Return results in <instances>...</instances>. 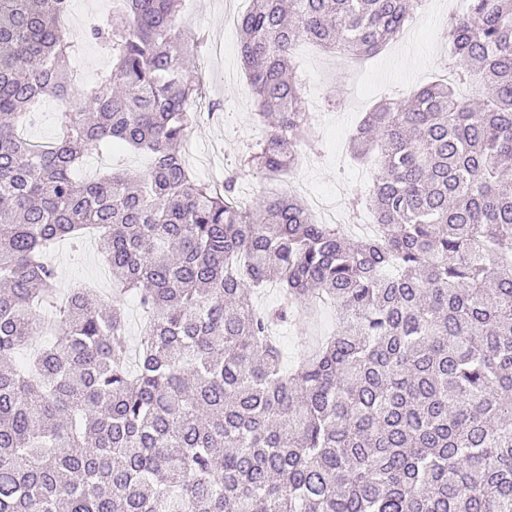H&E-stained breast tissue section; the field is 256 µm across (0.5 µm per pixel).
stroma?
Returning <instances> with one entry per match:
<instances>
[{"label":"stroma","instance_id":"obj_1","mask_svg":"<svg viewBox=\"0 0 512 512\" xmlns=\"http://www.w3.org/2000/svg\"><path fill=\"white\" fill-rule=\"evenodd\" d=\"M456 0H427L413 29L387 44L379 54L349 71L320 48L303 44L297 61L308 99L320 102L314 119L320 141L317 154L301 157L296 169L275 181L253 177L239 185L241 201L280 191L299 192L303 200L316 195L363 194L372 186L374 168L356 161L350 140L366 112L381 99L411 97L421 86L448 75V47L438 38L455 10ZM249 0H181L180 20L185 32L203 34L194 60L201 72L203 94L193 105L195 122L182 154L195 176L206 183L223 182L239 155L265 129L255 121V98L239 55L240 32L228 26L241 16ZM336 96L331 109L324 102ZM58 268L60 288L81 284L99 289L109 298L100 276L105 264L98 251L79 244H57L51 256ZM336 328L333 307L300 308L288 323L276 327L285 365L309 354Z\"/></svg>","mask_w":512,"mask_h":512}]
</instances>
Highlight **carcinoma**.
I'll return each mask as SVG.
<instances>
[{"label":"carcinoma","instance_id":"1","mask_svg":"<svg viewBox=\"0 0 512 512\" xmlns=\"http://www.w3.org/2000/svg\"><path fill=\"white\" fill-rule=\"evenodd\" d=\"M122 2L80 38L72 0H0V512H512V0H466L442 31L486 101L434 82L366 114L351 151L378 163L350 205L380 233L358 244L238 185L319 150L297 44L375 54L423 0H251L240 56L266 133L220 186L179 151L203 36L177 0ZM82 38L112 62L89 86ZM46 96L71 106L32 144L18 126ZM101 147L152 165L77 180ZM88 232L112 295L150 318L134 363L121 314L60 293L46 259ZM269 283L283 302L258 311ZM317 295L336 332L286 371L272 327Z\"/></svg>","mask_w":512,"mask_h":512}]
</instances>
